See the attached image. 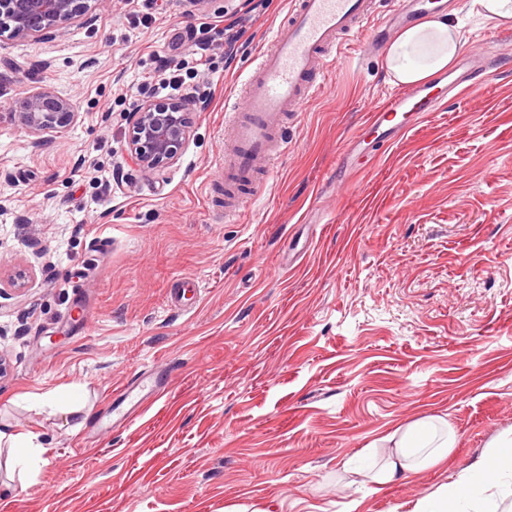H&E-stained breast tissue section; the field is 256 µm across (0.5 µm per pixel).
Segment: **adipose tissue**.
Segmentation results:
<instances>
[{"label": "adipose tissue", "instance_id": "adipose-tissue-1", "mask_svg": "<svg viewBox=\"0 0 512 512\" xmlns=\"http://www.w3.org/2000/svg\"><path fill=\"white\" fill-rule=\"evenodd\" d=\"M464 47L447 13L435 12L398 33L385 62L391 83L419 84L444 71ZM389 454L382 465L361 470L365 483L382 487L411 473L429 469L447 458L454 436L442 417L408 424L382 438ZM494 468L480 464L458 480L418 498L410 512H498L500 500L512 489V432L491 444Z\"/></svg>", "mask_w": 512, "mask_h": 512}]
</instances>
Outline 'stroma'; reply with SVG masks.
<instances>
[{
	"instance_id": "35a3bbf8",
	"label": "stroma",
	"mask_w": 512,
	"mask_h": 512,
	"mask_svg": "<svg viewBox=\"0 0 512 512\" xmlns=\"http://www.w3.org/2000/svg\"><path fill=\"white\" fill-rule=\"evenodd\" d=\"M291 7L117 0L57 38H0V430L45 450L22 477L0 446V512H407L512 431V26L452 0L447 73L481 51L485 80L374 162L341 154L398 88L384 51L343 49L228 217L224 104ZM178 36L205 60L198 106L177 159L147 173L129 116ZM40 87L78 116L36 139L15 114ZM71 385L78 411L34 400ZM437 416L455 437L440 465L374 492L344 472Z\"/></svg>"
}]
</instances>
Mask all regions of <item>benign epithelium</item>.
<instances>
[{
	"label": "benign epithelium",
	"instance_id": "obj_1",
	"mask_svg": "<svg viewBox=\"0 0 512 512\" xmlns=\"http://www.w3.org/2000/svg\"><path fill=\"white\" fill-rule=\"evenodd\" d=\"M112 10V0H0V32L41 38L60 34L63 24L95 18ZM194 102L189 98L148 100L132 114L128 136L131 158L150 172L172 163L190 136ZM22 127L40 135L71 126L73 102L48 88L31 92L16 112Z\"/></svg>",
	"mask_w": 512,
	"mask_h": 512
}]
</instances>
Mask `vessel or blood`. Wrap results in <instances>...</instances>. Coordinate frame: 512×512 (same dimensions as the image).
Instances as JSON below:
<instances>
[{"mask_svg": "<svg viewBox=\"0 0 512 512\" xmlns=\"http://www.w3.org/2000/svg\"><path fill=\"white\" fill-rule=\"evenodd\" d=\"M373 14L372 0H295L279 24L258 66L243 82V104H232L224 127V213L239 215L251 199L241 190L252 173L266 171L286 151L278 131L289 113L301 111L321 91L341 48L357 38L356 50L379 46L383 27L368 40L358 35ZM448 85L409 87L391 96L370 124L379 144H392L412 129L420 113L446 104Z\"/></svg>", "mask_w": 512, "mask_h": 512, "instance_id": "obj_1", "label": "vessel or blood"}]
</instances>
